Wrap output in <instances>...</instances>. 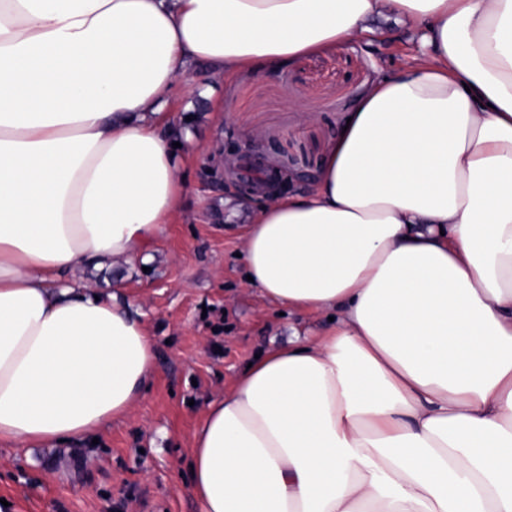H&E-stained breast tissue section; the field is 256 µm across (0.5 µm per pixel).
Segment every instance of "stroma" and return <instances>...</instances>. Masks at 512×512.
I'll use <instances>...</instances> for the list:
<instances>
[{
  "label": "stroma",
  "mask_w": 512,
  "mask_h": 512,
  "mask_svg": "<svg viewBox=\"0 0 512 512\" xmlns=\"http://www.w3.org/2000/svg\"><path fill=\"white\" fill-rule=\"evenodd\" d=\"M414 53L407 40L375 36L230 77L194 65L196 83L212 86L214 95L195 100L191 113L183 90L171 99L173 141L187 126L194 138L181 165L182 206L151 244L149 270H106L92 279L100 288L122 281L123 296L155 340L154 374L97 442L1 445L0 499L10 512H197L188 459L207 403L223 396L255 354L326 321L317 313H282L246 283L242 243L227 217L234 207L259 205L245 183L250 167L281 168L288 191H304L298 174L321 167L371 82ZM247 140L254 150L239 165H225V150Z\"/></svg>",
  "instance_id": "35a3bbf8"
}]
</instances>
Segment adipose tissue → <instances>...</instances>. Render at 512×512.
I'll use <instances>...</instances> for the list:
<instances>
[{
    "label": "adipose tissue",
    "instance_id": "adipose-tissue-1",
    "mask_svg": "<svg viewBox=\"0 0 512 512\" xmlns=\"http://www.w3.org/2000/svg\"><path fill=\"white\" fill-rule=\"evenodd\" d=\"M419 34L308 193L240 229L247 273L326 314L208 402L198 512H512V0H0V443L125 416L155 343L80 269L132 267L181 208L189 67L228 75Z\"/></svg>",
    "mask_w": 512,
    "mask_h": 512
}]
</instances>
